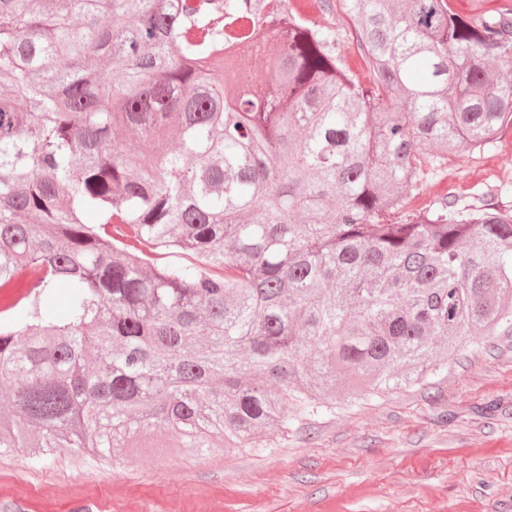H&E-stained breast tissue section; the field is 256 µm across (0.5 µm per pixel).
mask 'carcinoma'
Wrapping results in <instances>:
<instances>
[{
	"instance_id": "obj_1",
	"label": "carcinoma",
	"mask_w": 512,
	"mask_h": 512,
	"mask_svg": "<svg viewBox=\"0 0 512 512\" xmlns=\"http://www.w3.org/2000/svg\"><path fill=\"white\" fill-rule=\"evenodd\" d=\"M315 6L369 84L289 0H0V449L259 448L512 330V214L408 207L512 126V7ZM311 17L318 25L336 23V27L340 30V35L336 42V56L344 62L347 71L365 82L368 79V73L365 70L361 51L349 35L348 26L343 22V18L337 13L336 15H329L320 11Z\"/></svg>"
}]
</instances>
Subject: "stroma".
<instances>
[{"instance_id": "1", "label": "stroma", "mask_w": 512, "mask_h": 512, "mask_svg": "<svg viewBox=\"0 0 512 512\" xmlns=\"http://www.w3.org/2000/svg\"><path fill=\"white\" fill-rule=\"evenodd\" d=\"M336 54L367 80L340 16ZM512 211V127L429 171L408 206L443 196ZM0 512H512V334L463 339L426 382L336 400L267 448L112 462L0 453Z\"/></svg>"}]
</instances>
